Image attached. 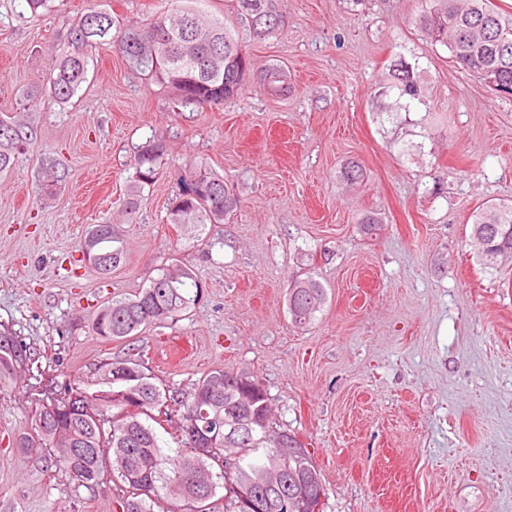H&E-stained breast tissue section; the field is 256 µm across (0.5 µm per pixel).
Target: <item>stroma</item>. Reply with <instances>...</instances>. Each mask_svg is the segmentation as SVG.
Masks as SVG:
<instances>
[{
  "label": "stroma",
  "instance_id": "35a3bbf8",
  "mask_svg": "<svg viewBox=\"0 0 512 512\" xmlns=\"http://www.w3.org/2000/svg\"><path fill=\"white\" fill-rule=\"evenodd\" d=\"M174 5L55 0L35 19L0 0V118L31 134L0 175V324L58 383L90 379L132 343L172 393L249 372L320 469L324 512H512V273L484 268L471 245L474 212L512 203V99L428 42L418 0H279L280 26L246 50L255 69L286 73L287 93L253 80L223 109L178 108L102 49L70 103L28 108L49 88L50 49L88 8L143 23ZM403 66L422 89L407 108L389 90ZM152 136L167 147L160 174L124 227L126 262L101 276L78 246L116 220L133 148ZM352 160L355 186L339 177ZM193 164L239 199L196 238L167 221ZM173 258L204 285L190 318L99 339L98 308ZM308 273L328 298L302 328L287 298ZM175 347L187 350L177 365ZM31 410L25 384L0 391V512H122L119 479L90 492L15 448Z\"/></svg>",
  "mask_w": 512,
  "mask_h": 512
}]
</instances>
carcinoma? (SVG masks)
<instances>
[{
	"instance_id": "carcinoma-1",
	"label": "carcinoma",
	"mask_w": 512,
	"mask_h": 512,
	"mask_svg": "<svg viewBox=\"0 0 512 512\" xmlns=\"http://www.w3.org/2000/svg\"><path fill=\"white\" fill-rule=\"evenodd\" d=\"M189 5L145 24L119 21L106 9L93 8L69 29L63 45L50 52L48 96L66 104L87 81L97 49L118 51L129 67L168 88L183 107L221 109L242 91L253 66L246 56L244 37L264 38L278 27L277 0H238L245 35L205 8L207 0ZM419 22L431 42L449 47L457 67L478 75L499 97L512 98V15L489 6L490 0H419ZM268 88L280 91L284 74L268 68L259 75ZM398 98H421V88L409 69L395 76ZM20 122L0 121V173L13 168L27 146ZM165 140L149 139L135 147L134 173L121 203L125 222L132 223L145 188L159 174ZM237 200L224 177L197 165L184 171L168 209L170 224L199 228L222 224ZM496 231L487 233L486 225ZM472 243L481 264L497 272L512 267V204L492 203L474 216ZM81 249L96 254L87 262L104 277L126 259L123 234L115 224H95ZM203 283L182 261L158 269L148 287L131 297H114L93 319L94 332L105 340L136 336L154 325L183 319L196 307ZM327 301L326 288L311 276L297 278L288 291V313L294 324L306 327ZM39 356L18 340L11 329L0 328V387L33 375ZM76 387L84 394L79 408L63 410L60 395L69 387L35 394V408L16 439V447L37 454L58 453L62 465L80 487L98 486L110 471L127 486L123 512H155L167 499L184 512H249L246 498L256 490L260 473L278 472L322 483L321 473L306 446L284 432L302 452L290 453L263 440L276 430L270 399L253 377L218 370L201 378L186 396L168 394L153 382L136 347L122 359L102 363L94 380ZM194 417L197 437L184 430ZM175 422L181 435L173 448L157 435L155 425ZM217 451L206 459L198 445L214 436ZM224 490L218 495V490Z\"/></svg>"
}]
</instances>
